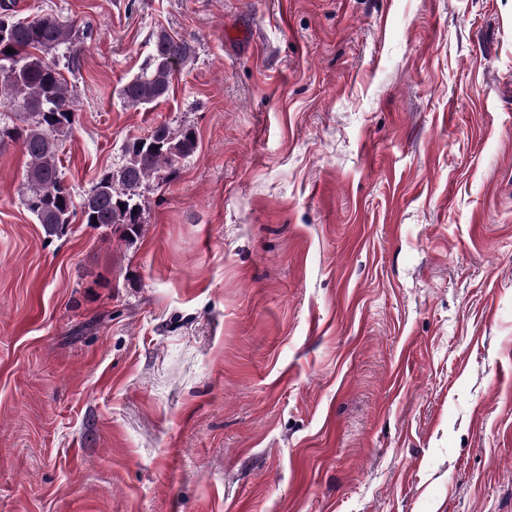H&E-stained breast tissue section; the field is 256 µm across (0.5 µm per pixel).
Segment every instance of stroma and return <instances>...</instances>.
<instances>
[{
    "instance_id": "obj_1",
    "label": "stroma",
    "mask_w": 512,
    "mask_h": 512,
    "mask_svg": "<svg viewBox=\"0 0 512 512\" xmlns=\"http://www.w3.org/2000/svg\"><path fill=\"white\" fill-rule=\"evenodd\" d=\"M5 2L89 33L75 199L198 149L130 241L46 238L0 148V512H512V0ZM151 39V50L140 72L119 89L123 103L130 107L146 109L163 102L169 94L175 71L194 62L195 49L187 38L159 29Z\"/></svg>"
}]
</instances>
